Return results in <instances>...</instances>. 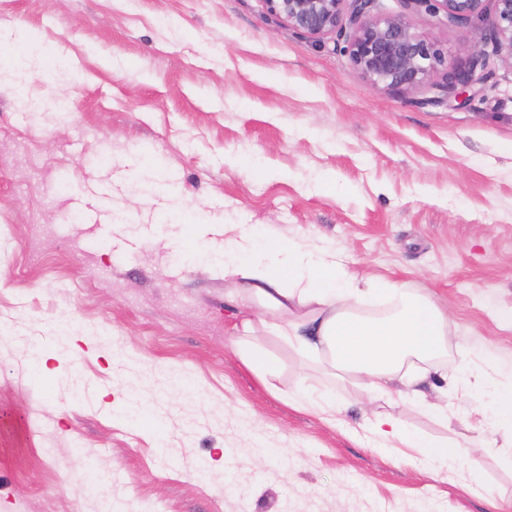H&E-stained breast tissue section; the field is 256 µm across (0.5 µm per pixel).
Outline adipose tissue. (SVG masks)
<instances>
[{
    "instance_id": "adipose-tissue-1",
    "label": "adipose tissue",
    "mask_w": 512,
    "mask_h": 512,
    "mask_svg": "<svg viewBox=\"0 0 512 512\" xmlns=\"http://www.w3.org/2000/svg\"><path fill=\"white\" fill-rule=\"evenodd\" d=\"M224 276L233 281L228 297L241 303L236 326L240 359L269 392H276L280 364L257 342V332L273 333L297 351L326 357L342 379L363 386L373 399L421 407L447 422V406L428 400L422 389L438 375L458 390L482 397L476 410L483 431L512 446V386L493 384L486 365L461 359L448 367L451 320L436 300L366 273L350 270L335 247L308 245L272 232L224 244ZM386 299L378 317L356 314L355 305ZM363 428L374 446L397 441L422 447L391 415L366 419Z\"/></svg>"
}]
</instances>
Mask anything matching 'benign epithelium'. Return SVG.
Here are the masks:
<instances>
[{
  "instance_id": "benign-epithelium-1",
  "label": "benign epithelium",
  "mask_w": 512,
  "mask_h": 512,
  "mask_svg": "<svg viewBox=\"0 0 512 512\" xmlns=\"http://www.w3.org/2000/svg\"><path fill=\"white\" fill-rule=\"evenodd\" d=\"M270 9L293 31L315 39L338 34L346 37L345 51L354 70L376 87L416 91L438 73L447 82L440 86L445 97H457L473 89L475 73L485 70L493 57L512 61V0H401L402 11L375 9L376 0H266ZM427 6L443 14L447 23L466 25L475 17L486 18L491 50L479 49L464 68L454 66L437 43L416 31L411 17Z\"/></svg>"
}]
</instances>
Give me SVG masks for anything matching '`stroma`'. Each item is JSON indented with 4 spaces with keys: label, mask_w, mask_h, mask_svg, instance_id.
<instances>
[{
    "label": "stroma",
    "mask_w": 512,
    "mask_h": 512,
    "mask_svg": "<svg viewBox=\"0 0 512 512\" xmlns=\"http://www.w3.org/2000/svg\"><path fill=\"white\" fill-rule=\"evenodd\" d=\"M412 21L459 65L488 35ZM344 46L265 0H0V512H512V450L468 427L475 396L449 391L442 424L260 338L282 389L335 395L328 423L237 354L224 242L271 229L445 304L449 364L512 381L493 316L512 307V66L437 104L373 86ZM376 411L467 460L368 444Z\"/></svg>",
    "instance_id": "stroma-1"
}]
</instances>
